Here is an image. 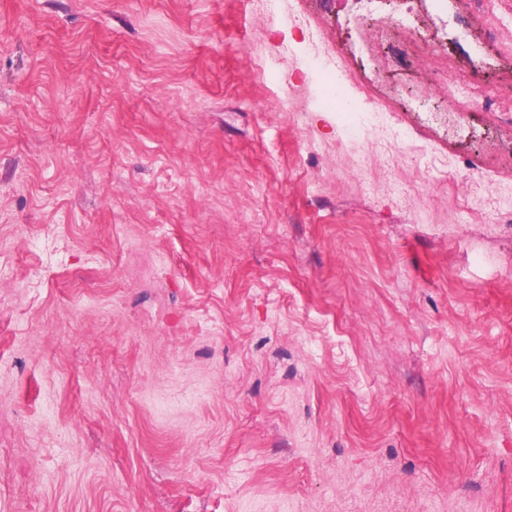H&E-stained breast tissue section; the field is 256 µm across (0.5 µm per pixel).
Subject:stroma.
<instances>
[{
	"instance_id": "35a3bbf8",
	"label": "stroma",
	"mask_w": 512,
	"mask_h": 512,
	"mask_svg": "<svg viewBox=\"0 0 512 512\" xmlns=\"http://www.w3.org/2000/svg\"><path fill=\"white\" fill-rule=\"evenodd\" d=\"M488 94L512 0H0V512H512Z\"/></svg>"
}]
</instances>
